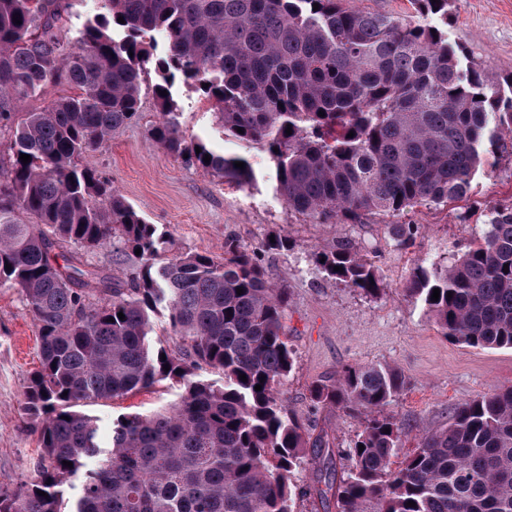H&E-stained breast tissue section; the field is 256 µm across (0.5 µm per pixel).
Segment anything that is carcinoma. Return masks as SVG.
Returning a JSON list of instances; mask_svg holds the SVG:
<instances>
[{
    "instance_id": "cac0c4a2",
    "label": "carcinoma",
    "mask_w": 512,
    "mask_h": 512,
    "mask_svg": "<svg viewBox=\"0 0 512 512\" xmlns=\"http://www.w3.org/2000/svg\"><path fill=\"white\" fill-rule=\"evenodd\" d=\"M448 2L410 0L418 18L405 19L345 0H103L107 13L67 38L60 0H0V288L19 291L38 330L24 411L40 448L37 480L0 490V512H62L76 481L71 512H292L291 474L303 463L336 512H512V388L454 407L448 426L422 434L393 469L404 428L383 408L404 378L390 365L341 368L311 391L362 423L336 480L328 432L304 430L281 396L294 366L283 332L288 290L263 256L289 251L288 237L254 247L228 239L222 261L185 253L160 263L165 234L79 164L138 118L153 61L162 82L151 134L187 166L239 185L254 178L250 158L185 139L181 112L160 95L177 77L215 102L225 131L269 155L277 192L298 214L362 224L461 199L483 146L512 133V81L493 84L463 61L444 30ZM157 32L166 48L156 59ZM59 85L75 93L19 111ZM391 231L403 249L419 225ZM116 244L140 250L127 283L88 260ZM311 257L328 278L380 294L381 267L351 242ZM405 291L450 340L512 349V207L494 211L483 239L452 264L417 265ZM160 309L185 352L153 339ZM202 364L222 383L199 377ZM164 382L181 390L174 403L119 415L101 441L85 407Z\"/></svg>"
}]
</instances>
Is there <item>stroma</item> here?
Returning <instances> with one entry per match:
<instances>
[{
  "instance_id": "35a3bbf8",
  "label": "stroma",
  "mask_w": 512,
  "mask_h": 512,
  "mask_svg": "<svg viewBox=\"0 0 512 512\" xmlns=\"http://www.w3.org/2000/svg\"><path fill=\"white\" fill-rule=\"evenodd\" d=\"M448 40L465 48L469 59L495 84L512 77V0H453L448 11ZM159 76L147 67L139 119L122 128L81 166L101 172L148 223L172 242L171 255L196 252L220 260L224 242L235 238L255 246L269 234L288 236L291 251L270 253L272 278L289 292L285 335L294 367L284 387L289 415L309 429H323L335 445L337 475H345V455L361 431L359 418L316 404L314 385L329 382L343 366L388 364L406 381L385 407L404 424L406 435L394 464L417 446L426 430L446 426L460 402L512 387V350L468 347L443 336L421 303L404 286L417 262L446 265L481 239L494 209L512 205V134L488 154L469 194L445 206L420 205L405 213L416 224L414 246L398 250L381 218L365 224H319L288 210L276 192L275 166L268 155L253 152L254 179L237 185L202 168L185 166L152 137L159 118L152 89ZM172 98L180 109L189 141H202L224 156L244 146L224 132L217 108L183 80H175ZM340 239L352 240L361 253L378 256L384 288L369 297L328 279L310 254ZM38 365L37 329L17 290L0 288V489L12 491L37 478V436L24 419L25 390ZM178 397L177 389L157 386L104 405L90 406L102 436H109L120 414L149 413Z\"/></svg>"
}]
</instances>
